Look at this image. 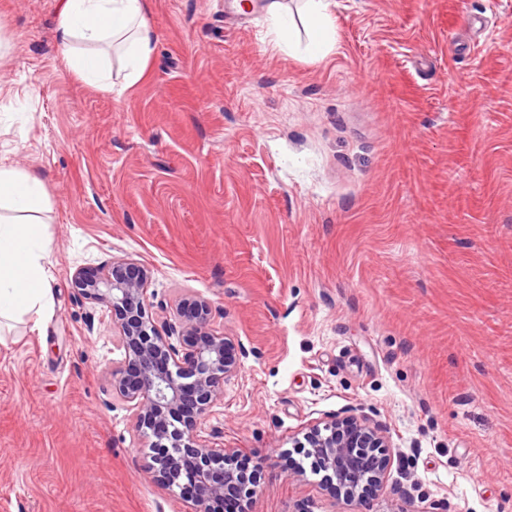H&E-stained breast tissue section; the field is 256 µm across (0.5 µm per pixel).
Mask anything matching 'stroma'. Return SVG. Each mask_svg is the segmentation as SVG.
<instances>
[{
	"mask_svg": "<svg viewBox=\"0 0 512 512\" xmlns=\"http://www.w3.org/2000/svg\"><path fill=\"white\" fill-rule=\"evenodd\" d=\"M59 0H0V165L36 172L52 311L0 322V512H185L112 395L124 350L77 268L153 270L249 351L199 435L250 512H512V0H334L279 49L269 0H153L144 78L79 81ZM380 427L369 504L303 465L306 428ZM331 2L332 0H305V10L311 32L307 49L316 58L325 57L333 48Z\"/></svg>",
	"mask_w": 512,
	"mask_h": 512,
	"instance_id": "obj_1",
	"label": "stroma"
}]
</instances>
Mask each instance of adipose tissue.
<instances>
[{"mask_svg": "<svg viewBox=\"0 0 512 512\" xmlns=\"http://www.w3.org/2000/svg\"><path fill=\"white\" fill-rule=\"evenodd\" d=\"M332 0H305L309 53L325 57L333 48ZM152 0H60L55 37L70 70L85 84L112 88L106 57L121 52L124 82H139L156 47L149 23ZM86 51L76 52V43ZM50 200L33 172L0 166V319L45 315L52 302L46 267L43 212Z\"/></svg>", "mask_w": 512, "mask_h": 512, "instance_id": "adipose-tissue-1", "label": "adipose tissue"}]
</instances>
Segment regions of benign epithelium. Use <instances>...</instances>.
<instances>
[{
	"label": "benign epithelium",
	"instance_id": "7a95c632",
	"mask_svg": "<svg viewBox=\"0 0 512 512\" xmlns=\"http://www.w3.org/2000/svg\"><path fill=\"white\" fill-rule=\"evenodd\" d=\"M150 281V270L132 259L80 267L72 275L79 298L110 310L125 350V365L112 371V395L128 404L151 438L154 479L180 489L191 512H247L256 480L239 475L235 451L210 446L196 429L223 400L224 382L248 351L212 328L209 302L193 295L157 324L148 312ZM304 440L329 492L365 502L387 478L389 441L364 420L316 423Z\"/></svg>",
	"mask_w": 512,
	"mask_h": 512
}]
</instances>
